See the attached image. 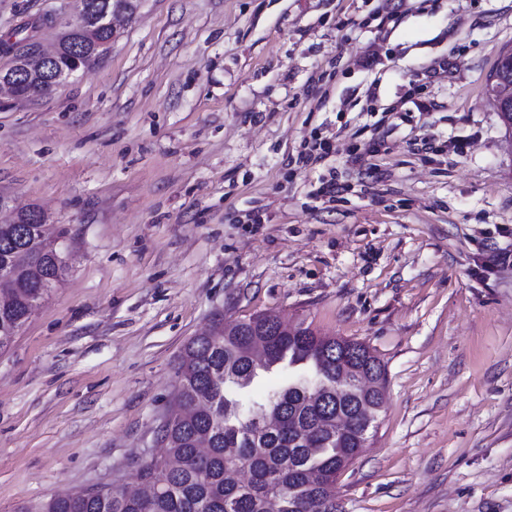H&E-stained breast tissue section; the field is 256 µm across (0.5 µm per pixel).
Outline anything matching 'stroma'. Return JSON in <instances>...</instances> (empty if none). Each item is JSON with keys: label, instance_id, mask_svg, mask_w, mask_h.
Returning a JSON list of instances; mask_svg holds the SVG:
<instances>
[{"label": "stroma", "instance_id": "stroma-1", "mask_svg": "<svg viewBox=\"0 0 512 512\" xmlns=\"http://www.w3.org/2000/svg\"><path fill=\"white\" fill-rule=\"evenodd\" d=\"M78 7L0 0V36ZM117 26L60 88L0 94V198L72 254L0 352V512L136 485L184 344L258 311L386 368L339 512H512V145L486 90L512 0H137Z\"/></svg>", "mask_w": 512, "mask_h": 512}]
</instances>
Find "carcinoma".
I'll list each match as a JSON object with an SVG mask.
<instances>
[{
  "label": "carcinoma",
  "mask_w": 512,
  "mask_h": 512,
  "mask_svg": "<svg viewBox=\"0 0 512 512\" xmlns=\"http://www.w3.org/2000/svg\"><path fill=\"white\" fill-rule=\"evenodd\" d=\"M87 18L101 22L104 13L124 11L128 0H89ZM81 33L58 36L55 61L43 71L25 74L21 98L32 99L78 74L71 63ZM37 42L15 32L0 40V53L30 56ZM14 266L13 287L0 288V351L9 347L33 310L60 285L66 270L53 261L49 243L35 224L0 225V266ZM264 359L253 363V345ZM282 368L288 376L266 398L264 412L252 416L240 399L260 372ZM373 371L385 381V366L366 344L322 335L300 322L279 330L255 321L224 326L215 321L207 333L183 347L175 372L180 413L158 432L162 452L140 468L152 491L76 489L20 512H338L333 485L368 439L384 402L366 393L359 376ZM372 406L370 418L360 406ZM341 413V432L317 427L325 414ZM277 426L265 427L268 414Z\"/></svg>",
  "instance_id": "carcinoma-1"
}]
</instances>
